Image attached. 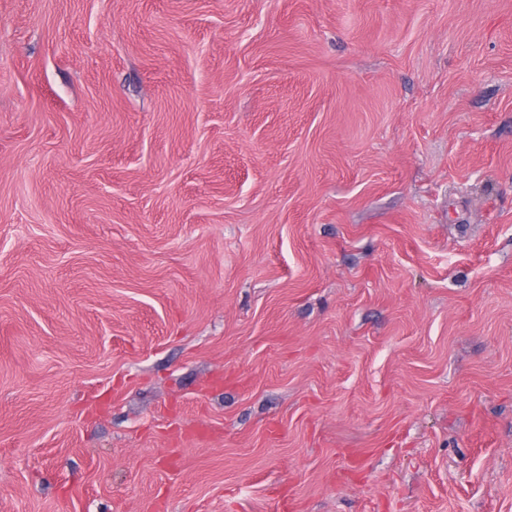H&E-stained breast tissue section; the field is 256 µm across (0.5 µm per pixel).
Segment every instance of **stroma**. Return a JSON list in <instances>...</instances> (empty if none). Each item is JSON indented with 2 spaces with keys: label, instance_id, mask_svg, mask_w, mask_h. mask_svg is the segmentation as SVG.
Returning <instances> with one entry per match:
<instances>
[{
  "label": "stroma",
  "instance_id": "1",
  "mask_svg": "<svg viewBox=\"0 0 512 512\" xmlns=\"http://www.w3.org/2000/svg\"><path fill=\"white\" fill-rule=\"evenodd\" d=\"M0 512H512V0H0Z\"/></svg>",
  "mask_w": 512,
  "mask_h": 512
}]
</instances>
